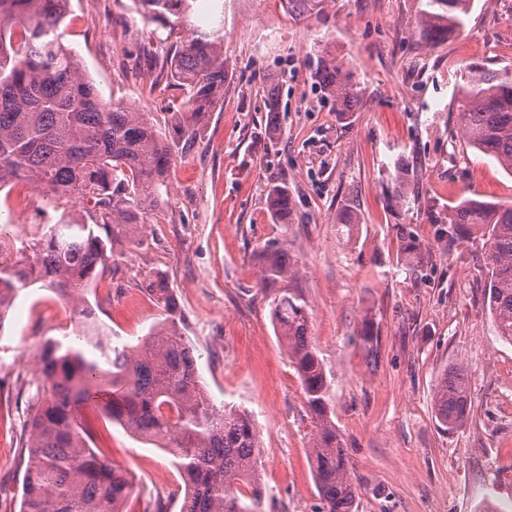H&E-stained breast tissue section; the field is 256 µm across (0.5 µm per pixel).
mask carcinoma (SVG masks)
Returning <instances> with one entry per match:
<instances>
[{"instance_id": "1", "label": "carcinoma", "mask_w": 512, "mask_h": 512, "mask_svg": "<svg viewBox=\"0 0 512 512\" xmlns=\"http://www.w3.org/2000/svg\"><path fill=\"white\" fill-rule=\"evenodd\" d=\"M147 24L168 30L157 61L187 97L158 128L146 112L103 100L82 58L63 42L70 0H0V187L28 183L54 199L86 203L88 221L63 212L39 224L9 252H0V331L19 292L42 283L57 298L93 316L82 294L114 272L108 246L146 227V210L159 206L173 153L194 139L233 78L218 29L175 37L169 17H188L189 0H132ZM471 0H427L421 24L446 37L465 28ZM312 77L347 115L360 89L336 60L320 58ZM458 85L462 131L476 153L512 171V68L467 65ZM268 138L279 135V88L269 79ZM411 168L401 160L390 177L400 197ZM268 205L280 224L293 220L295 203L284 183L271 186ZM487 234L490 277L486 293L498 336L512 343V207L462 200L442 232ZM264 289L294 275L288 250L263 248ZM161 317L136 343L112 347L79 338L48 337L37 355L45 388L30 406L23 457L20 512H123L132 495L129 472L101 457L95 433L80 417L92 405L107 419L159 447L173 449L185 484L179 512H264L265 487L257 474L256 424L245 410L219 409L201 388L196 347L183 336L185 322L173 288L157 272L145 281ZM306 403L316 419L314 479L322 512H353L356 486L350 460L328 411L329 383L312 344L306 300L284 289L270 302ZM440 425L452 429L469 411L466 370L447 368L432 397Z\"/></svg>"}]
</instances>
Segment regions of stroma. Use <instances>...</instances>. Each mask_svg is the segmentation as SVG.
<instances>
[{"mask_svg":"<svg viewBox=\"0 0 512 512\" xmlns=\"http://www.w3.org/2000/svg\"><path fill=\"white\" fill-rule=\"evenodd\" d=\"M426 0H193L191 26L216 27L234 76L197 136L180 146L164 204L142 239L113 244L117 275L89 301L113 335L136 343L155 322L141 304L147 274L166 275L216 403L249 411L266 512H321L311 468L315 423L270 315L275 292L298 289L329 381L331 418L352 465L355 512H512V344L486 307L484 237L441 228L462 199L512 206V176L461 135L454 92L466 64L512 66V0H473L464 32L438 41L420 23ZM63 41L82 58L103 98L147 100L163 123L183 93L140 61L157 46L131 0H71ZM335 58L361 88L341 117L316 89L320 57ZM281 86L280 135H264L265 76ZM413 174L404 199L385 175L398 159ZM287 183L292 223L275 222L267 192ZM28 199L32 223L85 215L78 197L0 188V218ZM354 221L340 223L343 210ZM417 248L406 252L407 241ZM286 248L295 274L260 290V251ZM75 315L49 290H22L0 331V512H19L21 435L37 379L21 370V344L39 348L71 332ZM376 354L360 341L364 326ZM467 369L470 411L443 430L433 389L453 365ZM96 446L127 469L125 512L173 500L184 483L169 450L136 439L86 408Z\"/></svg>","mask_w":512,"mask_h":512,"instance_id":"obj_1","label":"stroma"}]
</instances>
